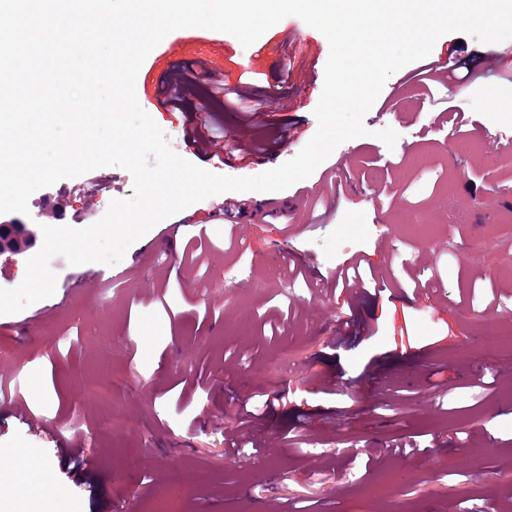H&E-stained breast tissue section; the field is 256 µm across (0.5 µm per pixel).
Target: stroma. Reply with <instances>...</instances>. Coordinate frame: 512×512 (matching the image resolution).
Returning <instances> with one entry per match:
<instances>
[{"instance_id": "1", "label": "stroma", "mask_w": 512, "mask_h": 512, "mask_svg": "<svg viewBox=\"0 0 512 512\" xmlns=\"http://www.w3.org/2000/svg\"><path fill=\"white\" fill-rule=\"evenodd\" d=\"M178 59L155 47L138 101L176 153L215 174L254 176L293 159L318 128L329 45L289 16L251 46L185 28ZM512 42L440 37L421 84L402 67L307 179L250 191L224 239L223 195L155 225L126 252L123 285L54 256L56 291L0 315V456L64 487L57 512H512V68L484 74ZM455 60L460 88L442 64ZM222 73L245 104L277 111L294 138L240 162L244 112L223 113V160L185 140L190 115L159 104L179 76ZM393 129L394 147L377 133ZM131 174L104 167L36 191L21 223L82 228L98 196H132ZM210 226L199 273L183 257ZM384 273L385 292L351 303L331 278L352 258ZM88 284L69 291L74 280ZM494 376L492 390L476 386ZM41 399H32L33 390ZM38 424L27 423V415ZM83 456L70 453L74 440ZM421 447L404 456L395 444ZM93 467H85V460ZM471 483L463 499L455 489Z\"/></svg>"}]
</instances>
